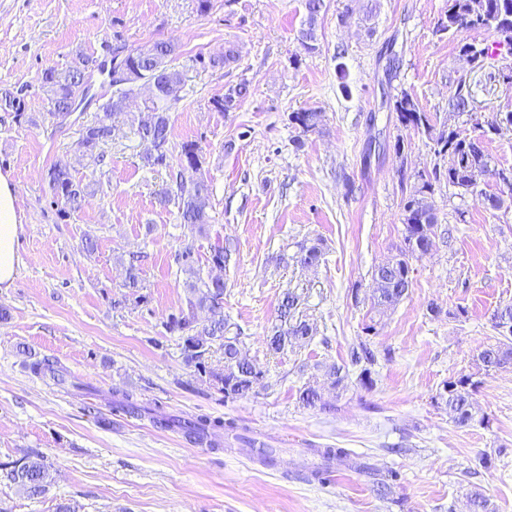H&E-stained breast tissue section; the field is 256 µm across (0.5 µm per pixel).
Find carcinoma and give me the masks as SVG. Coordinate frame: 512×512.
Returning <instances> with one entry per match:
<instances>
[{
  "label": "carcinoma",
  "instance_id": "obj_1",
  "mask_svg": "<svg viewBox=\"0 0 512 512\" xmlns=\"http://www.w3.org/2000/svg\"><path fill=\"white\" fill-rule=\"evenodd\" d=\"M323 7L324 0H305L307 18L300 30L299 40L304 50L309 53L318 49L316 22ZM490 30L497 37L495 44L463 45L473 61L478 62L494 56L496 50L502 47L512 52V0H448V11L437 26V31L453 35L464 31ZM135 52L131 67L136 74V81L125 86H112L108 99L100 106L93 121L85 126V149L79 153L77 161L85 160L99 169L103 168L106 155L102 146L112 138V116L127 99L139 93L141 85L154 84L155 95L148 102L147 111L134 116L137 134L144 144L142 166L148 169H169L170 185L160 192L158 202L163 206L172 202L177 204L180 222L187 225L190 232L201 235L211 221L208 208L199 204L200 199L209 195V183L203 170L204 158L196 142L185 141L179 145L174 143L169 115V111L179 100L183 82V72L173 65L177 47L168 41L155 40L135 48ZM97 67L96 58L79 54L64 70L52 67L45 69L41 74V87L49 113L53 116L63 114L72 100L84 95L88 90V78ZM248 94L249 85L241 82L228 88L224 96L213 99L212 103L220 112H232ZM448 107L458 115L473 111L469 97L461 93L459 88L450 96ZM394 110L401 124L417 130L431 131L429 117L418 109L408 93L403 92L396 98ZM289 120L302 132H312L318 127L320 113L293 112ZM498 128L497 119L492 118L484 121L481 138H469L451 126L439 132L435 138V155L448 159V167L445 169L448 186L456 189L460 196L479 193L480 203L490 211H498L504 207V196L485 190L478 192V184L486 179L501 181L506 174L512 176V169L491 167L485 153L483 138L496 133ZM175 148L178 149V163L174 168L170 166V158ZM73 169V163L60 160L49 171L52 197L55 202L63 205L66 213L83 209L89 203V198L95 194L89 186L75 180ZM402 223L403 245L397 249L395 255L375 267L372 272L373 304L378 308L394 306L406 294L412 260L428 251L434 226L437 224V213L432 203L423 198L412 197L404 204ZM322 255L321 245L314 243L302 248L300 263L305 267L315 266ZM177 261L180 272L186 275L187 310L171 315L166 327L180 334L185 362L220 384L224 398L243 397L253 389L263 373L241 358L240 337L228 335V325L224 318V278L215 279L211 274L203 272L191 242L184 244ZM297 304L298 297L295 294L288 292L284 295L280 305V318L286 323V327L278 328L269 337V351L280 353L294 340L312 335V327L308 322L299 320L288 323L293 318ZM197 310L208 314L207 323L203 326L195 318ZM505 316L512 319V305L493 314V328L498 331V336L477 355L478 365L487 373L512 366V324L503 321ZM214 343L219 344L224 351V368L220 372L205 363V355ZM374 362V354L364 346L359 351L354 349L351 352L352 364H365L359 374L360 382L365 387L373 386L369 365ZM475 387L476 383L472 378L463 375L445 382L443 392L439 395L459 426H468L475 420L471 404ZM117 408L133 418L147 417L161 428L171 426L170 421L155 418L150 408L132 400L127 393L122 394V399L117 401ZM177 427L188 441H207L214 447L219 444L221 431L234 429V424L208 416H196L178 420ZM313 453L321 459V463L310 470V476L317 480L329 476L335 468L354 466L350 453L345 448H315ZM4 476L30 496H37L45 491L47 470L38 459L7 467Z\"/></svg>",
  "mask_w": 512,
  "mask_h": 512
}]
</instances>
